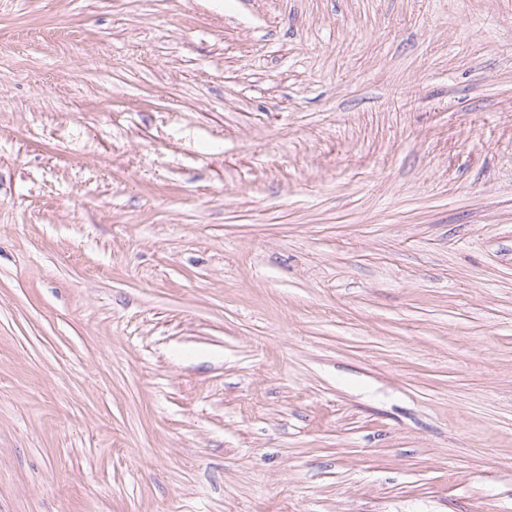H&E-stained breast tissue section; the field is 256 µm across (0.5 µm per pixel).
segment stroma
<instances>
[{
  "label": "stroma",
  "mask_w": 512,
  "mask_h": 512,
  "mask_svg": "<svg viewBox=\"0 0 512 512\" xmlns=\"http://www.w3.org/2000/svg\"><path fill=\"white\" fill-rule=\"evenodd\" d=\"M0 512H512V0H0Z\"/></svg>",
  "instance_id": "stroma-1"
}]
</instances>
